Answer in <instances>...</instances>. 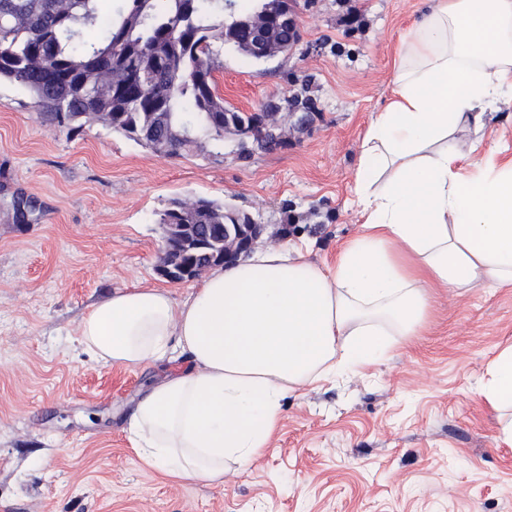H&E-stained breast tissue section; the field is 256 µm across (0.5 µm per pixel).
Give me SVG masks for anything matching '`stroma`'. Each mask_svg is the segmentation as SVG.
Segmentation results:
<instances>
[{
    "instance_id": "stroma-1",
    "label": "stroma",
    "mask_w": 512,
    "mask_h": 512,
    "mask_svg": "<svg viewBox=\"0 0 512 512\" xmlns=\"http://www.w3.org/2000/svg\"><path fill=\"white\" fill-rule=\"evenodd\" d=\"M431 0H315L299 44L264 61L225 48L215 72L227 105L256 111L311 76L319 110L282 117L285 143L244 161L237 139L208 159L163 157L101 124L46 126L24 88L0 83V512H512V447L477 392L512 344V288L437 291L420 335L364 375L288 395L262 456L224 486L173 482L145 465L127 431L168 364L99 365L77 326L133 287L190 294L157 271L156 214L175 196L221 199L331 263L357 234L353 204L372 113L392 96L399 34ZM466 144L512 153V105ZM34 205L27 222L14 202Z\"/></svg>"
}]
</instances>
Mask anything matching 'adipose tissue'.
<instances>
[{
    "instance_id": "1",
    "label": "adipose tissue",
    "mask_w": 512,
    "mask_h": 512,
    "mask_svg": "<svg viewBox=\"0 0 512 512\" xmlns=\"http://www.w3.org/2000/svg\"><path fill=\"white\" fill-rule=\"evenodd\" d=\"M394 68L356 174L360 231L334 263L259 249L182 304L131 288L80 321V343L105 366L187 355L128 421L139 458L170 479L223 485L262 455L288 395L419 335L434 289L512 287V156L493 146L480 158L453 139L512 101V0H433L399 37ZM489 374L481 396L512 410V346Z\"/></svg>"
}]
</instances>
